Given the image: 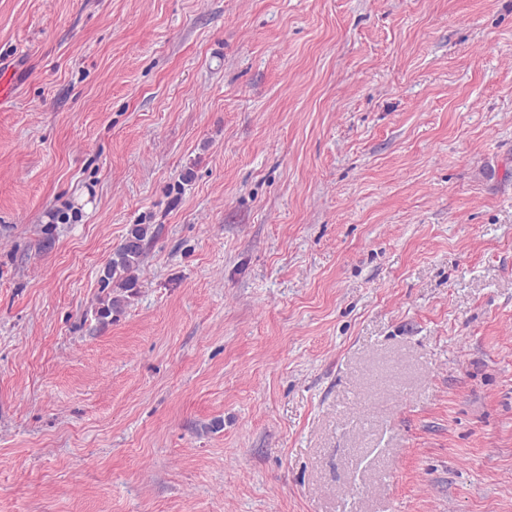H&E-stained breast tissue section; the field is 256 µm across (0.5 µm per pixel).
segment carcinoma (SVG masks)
Masks as SVG:
<instances>
[{"label":"carcinoma","instance_id":"1","mask_svg":"<svg viewBox=\"0 0 512 512\" xmlns=\"http://www.w3.org/2000/svg\"><path fill=\"white\" fill-rule=\"evenodd\" d=\"M150 225L134 224L121 243L114 250L111 259L102 269L100 283L106 294L97 310L98 320L105 326L112 322V314L121 310L135 284L134 272L142 263ZM121 288V293L112 295L108 288L112 284Z\"/></svg>","mask_w":512,"mask_h":512}]
</instances>
